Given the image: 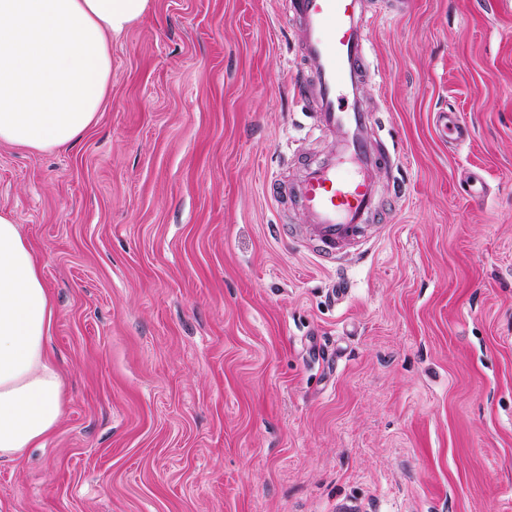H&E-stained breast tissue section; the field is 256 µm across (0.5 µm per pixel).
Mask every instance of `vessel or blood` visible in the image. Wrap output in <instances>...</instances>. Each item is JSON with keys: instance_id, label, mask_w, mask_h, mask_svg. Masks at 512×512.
I'll list each match as a JSON object with an SVG mask.
<instances>
[{"instance_id": "obj_1", "label": "vessel or blood", "mask_w": 512, "mask_h": 512, "mask_svg": "<svg viewBox=\"0 0 512 512\" xmlns=\"http://www.w3.org/2000/svg\"><path fill=\"white\" fill-rule=\"evenodd\" d=\"M288 5L298 21L301 55L311 68L310 76H294V84L300 99L313 104L315 130L336 139L334 153L306 166L288 200L302 210L319 257L338 263L376 211V170L391 163L371 146L375 118L362 100L370 52L367 2L288 0ZM442 121L452 146L469 140V126L454 112H443Z\"/></svg>"}]
</instances>
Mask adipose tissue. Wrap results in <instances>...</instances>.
Returning a JSON list of instances; mask_svg holds the SVG:
<instances>
[{
  "label": "adipose tissue",
  "instance_id": "adipose-tissue-1",
  "mask_svg": "<svg viewBox=\"0 0 512 512\" xmlns=\"http://www.w3.org/2000/svg\"><path fill=\"white\" fill-rule=\"evenodd\" d=\"M149 2L0 0V144L74 143L108 93L113 36ZM54 317L35 248L0 212V459L42 447L62 420L63 378L46 347Z\"/></svg>",
  "mask_w": 512,
  "mask_h": 512
}]
</instances>
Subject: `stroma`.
I'll return each instance as SVG.
<instances>
[{"label":"stroma","instance_id":"stroma-1","mask_svg":"<svg viewBox=\"0 0 512 512\" xmlns=\"http://www.w3.org/2000/svg\"><path fill=\"white\" fill-rule=\"evenodd\" d=\"M372 2L343 301L269 190L332 150L288 0H151L75 145H0L67 393L0 512H512V0ZM439 116H442L444 131L450 135L451 145L455 148H461L470 139L469 126L459 120L454 112H440Z\"/></svg>","mask_w":512,"mask_h":512}]
</instances>
